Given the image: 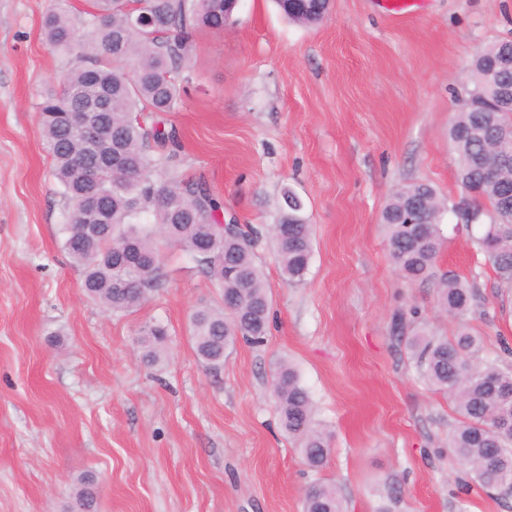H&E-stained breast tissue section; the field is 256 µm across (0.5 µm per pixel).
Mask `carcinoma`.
I'll return each mask as SVG.
<instances>
[{
  "instance_id": "cac0c4a2",
  "label": "carcinoma",
  "mask_w": 512,
  "mask_h": 512,
  "mask_svg": "<svg viewBox=\"0 0 512 512\" xmlns=\"http://www.w3.org/2000/svg\"><path fill=\"white\" fill-rule=\"evenodd\" d=\"M81 24L62 2L43 19L46 44L74 56L76 63L61 76V93L44 100L39 122L44 145L53 160V174L63 188L68 207L61 224L63 248L81 274V287L92 300L114 314L139 306L167 280L164 247L177 246L217 280L224 308L204 305L189 319L195 351L213 370L224 365V353L239 339L264 341L270 299L255 262L256 231L223 215L224 204L201 175L182 170L181 145L175 131L160 129L156 112H172L181 101L177 78L185 67L189 38L198 30L218 32L232 18L233 0H85ZM292 23H319L328 0H276ZM496 59L501 81L512 83V48L507 40L484 48L473 61V100L458 112L448 129L456 153L460 187L481 183L479 197L462 202L458 219L485 227L479 244L501 286L512 291V169L490 182L470 168L472 156L512 157V110L493 111L497 90L489 86L485 65ZM91 101L101 107L110 162L98 179L82 175L84 146L80 133L68 127L67 106ZM276 222L270 225L279 264L288 283L305 280L313 256V227L305 204L292 189L282 199ZM94 200L104 223L92 228L86 202ZM427 224L418 238L406 223L414 203ZM447 206L427 182L398 189L387 202L382 223L389 256L411 281L435 280L437 306L452 319L470 309L474 288L455 274L435 275ZM170 338L167 326L153 323L142 330L141 359L159 364ZM419 373L456 403L462 420L453 430L450 447L455 460L468 468L480 487L500 497L512 496V367L481 356V339L460 328L453 339L418 336L410 340ZM273 395L282 428L296 440L307 466L323 469L331 456L326 434L313 422V406L295 368L277 363ZM97 477L83 475L72 498L85 512H97ZM303 512H342L336 486H310Z\"/></svg>"
}]
</instances>
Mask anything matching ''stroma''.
<instances>
[{
	"instance_id": "obj_1",
	"label": "stroma",
	"mask_w": 512,
	"mask_h": 512,
	"mask_svg": "<svg viewBox=\"0 0 512 512\" xmlns=\"http://www.w3.org/2000/svg\"><path fill=\"white\" fill-rule=\"evenodd\" d=\"M54 5L0 0V512H64L88 472L99 512H302L316 482L336 485L344 512H512V497L490 496L455 461V403L407 344L463 324L512 366V296L476 244L482 229L444 218L435 272L476 291L459 322L440 313L433 282L394 268L382 226L403 185L459 200L448 128L475 56L512 39V0H425L402 15L331 0L316 26L288 22L273 0H240L223 31L193 34L181 102L157 119L175 130L186 172L260 231L271 300L264 343L237 342L217 370L198 358L189 315L221 308L222 290L186 253L170 250L165 287L132 312L83 294L38 119L70 66L43 38ZM286 185L313 226L296 286L264 234ZM154 322L171 341L150 367L137 338ZM281 359L331 434L323 470L280 428L270 381Z\"/></svg>"
}]
</instances>
